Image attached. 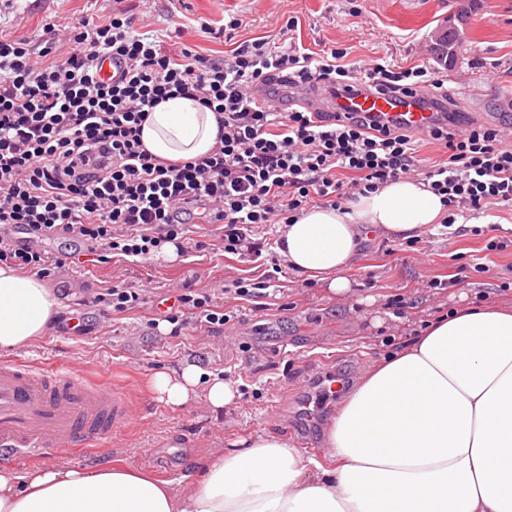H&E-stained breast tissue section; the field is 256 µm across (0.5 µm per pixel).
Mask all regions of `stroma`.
<instances>
[{
	"label": "stroma",
	"instance_id": "1",
	"mask_svg": "<svg viewBox=\"0 0 512 512\" xmlns=\"http://www.w3.org/2000/svg\"><path fill=\"white\" fill-rule=\"evenodd\" d=\"M465 41L454 58L441 57L435 34L447 26L459 0H152L147 22L167 35L182 23L221 25L227 15L241 19L233 40L194 38L198 53L228 56L234 42L276 35L296 17L295 39L312 51L334 44L346 49L347 63L369 59L396 69L422 63L438 67L456 109L488 104L512 113V0H473ZM138 0H0V32L40 40L48 22L64 24L84 15L105 21L113 10L135 9ZM476 232L453 237L440 229L419 240L374 238L343 273L347 294L335 296L325 283L283 269L270 288H260L271 254L264 234L252 239L262 249L253 255L225 253L224 228L190 224L188 237L204 249L172 262L113 256L81 247L77 267L63 275L58 317L85 314L91 327L76 336L50 326L2 361L68 368L109 385L130 389L136 399L132 421L115 436L78 453L45 457V464L96 468L128 465L176 481L203 467L213 453L256 434L281 439L289 447L325 459L334 414L316 432L303 426L300 401L314 393L322 375L344 376L357 388L367 369L379 364L414 329L452 307L469 303L512 302V246L490 253L488 240L512 232V211L476 218ZM486 264L479 272L477 264ZM148 287L146 303L117 313H102L90 297L114 280ZM242 279L256 284L241 300L216 295L233 324L231 335L188 328L173 334L161 318L160 300L210 288L213 281ZM195 364L234 382L231 407L214 411L205 402L172 407L151 389L155 373Z\"/></svg>",
	"mask_w": 512,
	"mask_h": 512
}]
</instances>
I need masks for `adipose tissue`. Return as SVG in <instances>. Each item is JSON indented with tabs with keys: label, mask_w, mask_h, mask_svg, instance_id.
Segmentation results:
<instances>
[{
	"label": "adipose tissue",
	"mask_w": 512,
	"mask_h": 512,
	"mask_svg": "<svg viewBox=\"0 0 512 512\" xmlns=\"http://www.w3.org/2000/svg\"><path fill=\"white\" fill-rule=\"evenodd\" d=\"M215 112L174 97L150 109L144 148L162 160L208 154ZM445 212L424 184L401 179L347 209L313 207L282 225L280 255L299 276L347 292L340 273L362 241L420 237ZM60 307L49 284L0 265V350L44 335ZM152 386L181 407L233 404L232 382L197 366ZM335 459L259 434L220 453L187 486L128 466L0 469V512H512V307L463 306L369 370L334 420Z\"/></svg>",
	"instance_id": "adipose-tissue-1"
}]
</instances>
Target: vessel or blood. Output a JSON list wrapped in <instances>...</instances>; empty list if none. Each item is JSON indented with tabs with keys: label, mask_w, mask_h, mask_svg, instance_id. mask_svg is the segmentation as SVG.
<instances>
[{
	"label": "vessel or blood",
	"mask_w": 512,
	"mask_h": 512,
	"mask_svg": "<svg viewBox=\"0 0 512 512\" xmlns=\"http://www.w3.org/2000/svg\"><path fill=\"white\" fill-rule=\"evenodd\" d=\"M328 110L355 113L423 133L437 113L417 97L382 95L331 99ZM133 402L115 388L68 370L48 372L22 362L0 363V454L10 461L40 459L61 449L80 451L129 422Z\"/></svg>",
	"instance_id": "1"
}]
</instances>
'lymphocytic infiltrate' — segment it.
Returning <instances> with one entry per match:
<instances>
[{"label":"lymphocytic infiltrate","mask_w":512,"mask_h":512,"mask_svg":"<svg viewBox=\"0 0 512 512\" xmlns=\"http://www.w3.org/2000/svg\"><path fill=\"white\" fill-rule=\"evenodd\" d=\"M241 21L176 27L173 38L146 30L136 14L108 22L87 15L59 29L45 24L39 44L0 35V263L55 277L66 258L12 241L64 229L105 253L148 258L162 243L182 244L187 224H220L224 250L240 253L249 232L291 224L317 205L337 208L382 185L422 180L441 196L448 228L458 217L512 209V144L502 130L448 111L438 71H401L375 62L346 65V50H301L287 18L278 34L237 44L213 59L192 47L201 35L231 37ZM111 79L100 72L105 61ZM297 86L344 93L408 96L442 118L429 131L448 157L428 165L417 136L363 118L337 121L309 107L253 101ZM186 96L221 115L219 142L193 161H163L141 143L147 110ZM209 292L176 296L169 321L221 331L229 318Z\"/></svg>","instance_id":"lymphocytic-infiltrate-1"}]
</instances>
